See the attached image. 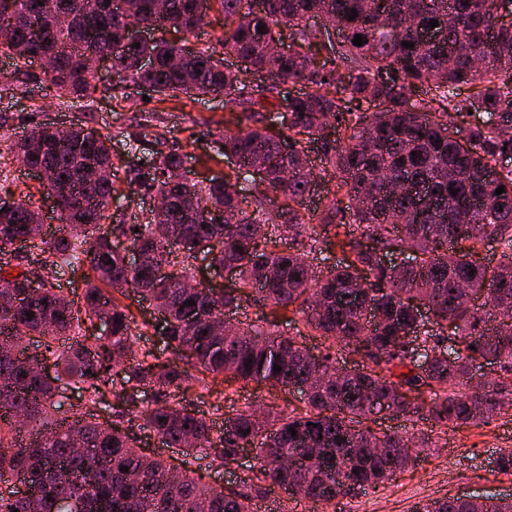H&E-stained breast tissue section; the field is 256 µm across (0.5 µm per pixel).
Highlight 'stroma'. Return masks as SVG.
I'll list each match as a JSON object with an SVG mask.
<instances>
[{
    "instance_id": "obj_1",
    "label": "stroma",
    "mask_w": 512,
    "mask_h": 512,
    "mask_svg": "<svg viewBox=\"0 0 512 512\" xmlns=\"http://www.w3.org/2000/svg\"><path fill=\"white\" fill-rule=\"evenodd\" d=\"M0 74L14 83L26 84L27 97L0 92V145L9 146L16 136L33 126L66 127L81 124L111 133L115 157L127 153V133L142 126L161 133L168 143L187 154V167L197 181L223 177L229 161L220 156L219 133L224 132L229 114L223 97L204 95L193 100L144 99L137 90L124 86L109 67H102L93 80L89 98L60 105L45 99L43 73L39 69L0 58ZM33 193L34 203L44 217L47 232L57 227L56 214L39 180L25 171L11 170L8 182L0 184V196ZM187 400L202 404L207 420L222 425L244 406L268 404L291 411L301 408V395L294 390L268 389L250 382H209L207 387L188 390ZM417 429L430 434L435 447L423 455L421 465L398 474L391 481L344 498L337 512H412L415 503L449 497H496L512 499V474H503L495 460L512 450V409L503 410L481 427L460 426L448 432L432 429L430 422H417ZM136 446L157 453L173 465H185L187 475L225 493H243V479L256 463L255 450H246L230 465L220 467L208 451H200L184 463L180 449L166 448L155 436L132 431Z\"/></svg>"
}]
</instances>
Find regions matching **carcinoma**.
Here are the masks:
<instances>
[{"label": "carcinoma", "instance_id": "cac0c4a2", "mask_svg": "<svg viewBox=\"0 0 512 512\" xmlns=\"http://www.w3.org/2000/svg\"><path fill=\"white\" fill-rule=\"evenodd\" d=\"M129 2L118 19L107 0H0V57L23 65L30 56L53 58L44 90L64 103L88 96L87 63L95 55L110 59L129 87L167 97L224 94L237 131L219 141L233 174L189 181L186 154L159 148L156 136V148L119 166L129 193L160 195L167 204L136 226L115 224L112 209L126 195L85 179L90 168L114 166L110 135L77 125L59 139L38 126L12 143L22 161L44 171L61 202L51 237L33 223L31 198L1 207L0 255L23 238L28 264H86L93 278L80 305L25 271L0 283V296H24L20 306L0 302V477L15 474L24 487L13 500L0 498V512H66L74 499L85 501L86 512H253L249 500L276 489L334 509L417 468L421 449L432 444L413 431L374 432L364 420L375 402L445 431L480 427L512 407L503 400L512 396V168L497 166L512 153V20H498L501 10L512 16V0H211L224 14V54L248 60L266 81L224 68L213 50L166 40L171 27L195 34L198 0ZM323 14L335 19L341 40L304 49L313 40L305 20ZM407 16L424 30L438 21L442 39L422 42L417 28L400 27ZM283 24L297 50L277 55L270 45ZM130 25L153 28L155 40L128 44ZM357 34L361 46L353 43ZM284 83L300 89L286 95ZM424 85L422 98L416 89ZM364 102L374 111H361ZM274 109L281 122L273 130L264 113ZM471 111L481 118L455 123ZM285 142L292 148L283 150ZM303 142L321 154L333 182L318 214L301 212L319 186ZM256 168L265 177L256 179ZM188 197L200 209L232 213L236 223H202L185 210ZM269 223L273 231L258 235L256 225ZM319 226L334 232L344 256L327 271L313 264ZM488 237L501 247L493 267L475 258ZM122 238L150 264L132 267L126 251L113 247ZM196 241L210 244L211 265L236 270L224 306L251 289L274 310L292 311L294 325H302L296 335L282 336L264 318L247 331L218 328L216 300L183 284ZM381 253L392 256L390 266ZM131 288L165 318L160 338L172 358L152 349L129 358L137 323L118 296ZM93 319L106 334L90 342L83 331ZM306 335L320 337L325 352L314 353ZM27 337L36 339L31 353L19 349ZM345 354L360 356L363 369H348L338 360ZM478 362L496 368L499 380L470 384ZM40 363L54 367L52 380L40 376ZM210 375L297 388L305 407L288 414L267 408L258 419L247 406L216 435L204 411L167 399L172 388L207 387ZM63 378L80 385L88 405L70 424L55 419ZM140 387L155 394L142 407ZM109 393L117 414L110 425L94 420ZM135 426L185 455L211 449L220 466L253 448L257 464L243 479L251 494L202 485L137 450L129 436ZM77 435L81 454L73 451ZM413 512H512V500L448 498L419 502Z\"/></svg>", "mask_w": 512, "mask_h": 512}]
</instances>
